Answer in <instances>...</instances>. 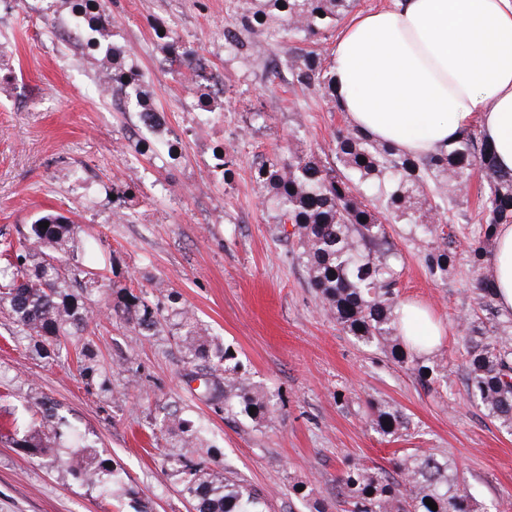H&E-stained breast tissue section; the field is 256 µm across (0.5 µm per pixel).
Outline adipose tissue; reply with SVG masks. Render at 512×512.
<instances>
[{"instance_id":"obj_1","label":"adipose tissue","mask_w":512,"mask_h":512,"mask_svg":"<svg viewBox=\"0 0 512 512\" xmlns=\"http://www.w3.org/2000/svg\"><path fill=\"white\" fill-rule=\"evenodd\" d=\"M331 75L360 133L423 156L475 126L512 171V0H390L341 30ZM488 270L512 312V224L498 226Z\"/></svg>"}]
</instances>
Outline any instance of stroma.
<instances>
[{"instance_id": "obj_1", "label": "stroma", "mask_w": 512, "mask_h": 512, "mask_svg": "<svg viewBox=\"0 0 512 512\" xmlns=\"http://www.w3.org/2000/svg\"><path fill=\"white\" fill-rule=\"evenodd\" d=\"M227 0H105L112 42L142 75L140 90L163 115L145 127L132 103L99 96L97 60L68 39L77 19L70 0H0V67L13 88L0 93V241H18L40 215L79 224L74 259L111 264L114 288L148 292L164 314L188 307L208 338L233 349L239 373L277 403L257 424L229 417L191 381L163 324L141 335L111 313L103 293L86 294L94 377L69 344L38 355L0 312V512H193L182 492L178 437L168 412L192 419L199 456L217 461L268 492L269 512H346L337 479L348 464L392 469L415 448L451 458L479 512H512V433L468 399L458 359L460 324L475 308V275L457 262L447 279L430 276L423 247L405 224L389 234L403 266L402 301L429 310L444 326L434 359L448 379L434 389L376 349L360 347L328 317L296 261L276 212L261 202L256 163L299 146L329 151L348 127L323 92L289 83L291 50L330 55L336 32L270 42L264 55L224 49ZM205 59L224 95L208 119L191 102L198 86L170 64L155 28ZM234 162L215 166L216 150ZM77 180L65 179V172ZM130 186L133 200L112 195ZM111 458L109 489L83 486L65 468L12 444L34 430L43 398ZM390 402L409 419L406 435L381 437L371 405ZM305 483L309 496L293 491Z\"/></svg>"}]
</instances>
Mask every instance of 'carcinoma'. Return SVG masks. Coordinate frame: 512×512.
<instances>
[{
  "mask_svg": "<svg viewBox=\"0 0 512 512\" xmlns=\"http://www.w3.org/2000/svg\"><path fill=\"white\" fill-rule=\"evenodd\" d=\"M355 5L356 0H230L232 21L224 40L236 52L259 54L261 48L243 40L241 33L316 36L335 27ZM291 52L292 82L303 91H324L341 111L326 59L296 47ZM477 169L484 175L481 231L467 242V261L477 273L475 300L488 317L464 320L457 352L468 396L512 431V336L498 319L494 282L485 274L497 226L512 224V171L499 168L493 148L479 132L470 129L448 147L414 158L346 129L336 134L332 161L296 148L286 159L275 155L257 163L253 178L280 223L292 225L293 252L325 311L359 344L380 350L429 389L447 366L421 356L414 340L402 333L397 315L402 269L388 224H409L414 238L426 243L423 260L429 274L446 279L457 261L455 230L440 224L447 220L448 205L467 195ZM41 222L49 226L41 227ZM75 235L70 218L42 215L13 249L9 266L0 270V309L8 312L19 332L35 340L38 352L86 331L92 311L83 300L84 291L95 288L109 297L114 293L107 276L67 262ZM110 309L127 316L141 332L158 329L164 320L143 291L117 294ZM173 316L187 359L224 367V381L206 387L208 399L223 405L227 416L243 415L258 423L271 419L276 403L242 379L230 348L209 341L191 311L178 309ZM37 413L42 430L22 438L25 453L47 456L52 452L49 444L69 441L78 451L65 464L79 483L100 485L114 473L112 460L88 451L78 428L59 414L58 404L44 401ZM372 415L384 437H399L409 428L408 418L392 405H377ZM175 425L184 448L182 492L193 501L195 512H267L268 495L220 465L210 467L196 459L198 436L191 421L178 418ZM394 470L393 476L383 468L349 466L338 479L348 512H476L473 496L447 458L416 448ZM427 498L437 510L426 505Z\"/></svg>",
  "mask_w": 512,
  "mask_h": 512,
  "instance_id": "cac0c4a2",
  "label": "carcinoma"
}]
</instances>
